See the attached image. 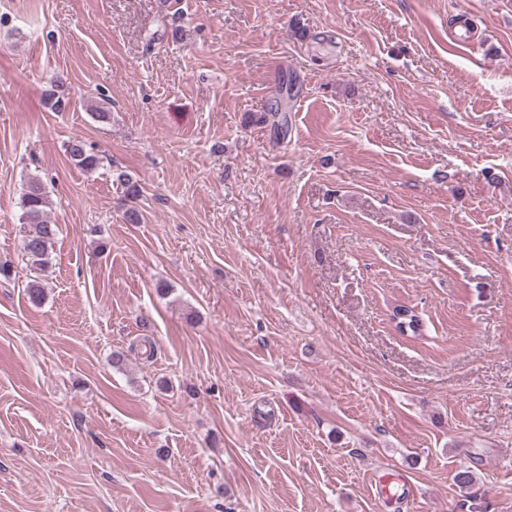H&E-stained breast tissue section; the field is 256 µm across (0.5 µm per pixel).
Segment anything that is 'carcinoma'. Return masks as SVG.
Here are the masks:
<instances>
[{"instance_id":"carcinoma-1","label":"carcinoma","mask_w":512,"mask_h":512,"mask_svg":"<svg viewBox=\"0 0 512 512\" xmlns=\"http://www.w3.org/2000/svg\"><path fill=\"white\" fill-rule=\"evenodd\" d=\"M66 151L75 165L86 171L94 170L103 161V155L95 146L80 139L70 141ZM47 206L48 196L44 184L38 178H31L21 198L22 219L26 224L23 251L28 262L39 269L47 266L49 249L57 233V225L49 223L45 218ZM391 319L400 334L418 339L423 335L422 320L412 308L395 306Z\"/></svg>"}]
</instances>
